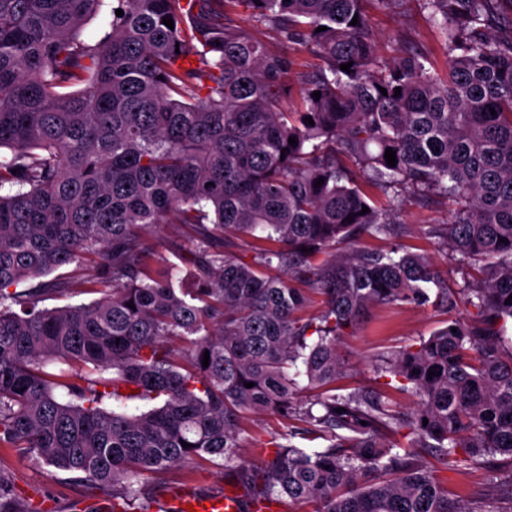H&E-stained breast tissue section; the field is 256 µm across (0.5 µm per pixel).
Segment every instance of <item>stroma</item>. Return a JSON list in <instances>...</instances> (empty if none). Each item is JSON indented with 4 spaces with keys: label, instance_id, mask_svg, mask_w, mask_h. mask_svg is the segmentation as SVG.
<instances>
[{
    "label": "stroma",
    "instance_id": "stroma-1",
    "mask_svg": "<svg viewBox=\"0 0 512 512\" xmlns=\"http://www.w3.org/2000/svg\"><path fill=\"white\" fill-rule=\"evenodd\" d=\"M372 22L379 36L382 55L394 57L406 48L416 46L430 52L434 58H441L440 37L428 25L417 0H406L391 12L373 13ZM239 23L248 32L269 41L277 52L294 59L293 85H301L305 74L320 66L321 60L311 48L276 40L270 30L248 15H241ZM450 209L448 201L442 198H407L400 208L397 232L388 237H364L358 245L364 249L407 248L420 253L449 289L460 288L466 278L465 267L452 258L450 250L441 241L427 235L429 225L447 222ZM471 317V309L461 305L449 306L444 315L432 305L413 302L372 308L354 334L342 337L338 343L346 364V376L340 383L343 392L383 387L384 380L377 373L382 355L419 344L420 340L441 328L443 319L466 322ZM247 426L249 431L240 455L257 466L263 460L258 451L259 444L283 431L285 425L275 416L257 415L250 417ZM0 464L10 469L18 495L32 500L39 512H75L76 505H101L107 501L106 494H89L83 484L67 480L61 474L51 475L47 467L37 465L13 450L0 448ZM438 475L447 484L449 497L465 500L475 507L488 504L496 512H512L511 466L499 465L498 478L493 482L482 469H442Z\"/></svg>",
    "mask_w": 512,
    "mask_h": 512
}]
</instances>
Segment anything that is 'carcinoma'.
<instances>
[{
  "instance_id": "cac0c4a2",
  "label": "carcinoma",
  "mask_w": 512,
  "mask_h": 512,
  "mask_svg": "<svg viewBox=\"0 0 512 512\" xmlns=\"http://www.w3.org/2000/svg\"><path fill=\"white\" fill-rule=\"evenodd\" d=\"M363 2L112 0L87 44L104 0H0V445L111 493L112 512H160L162 475L201 461L231 473L240 512H495L449 500L414 449L492 481L512 463V0H419L442 71L414 49L383 58ZM238 7L322 58L298 109L281 108L292 62ZM402 190L454 205L429 234L472 271L475 310L383 357L409 413L336 393V342L370 306L424 305L429 283L448 302L419 254H336L391 234ZM154 224L193 231L192 287L154 264ZM87 255L103 259L90 279L41 281ZM50 289L103 297L39 307ZM249 411L293 423L258 472L238 455ZM0 512H33L1 466Z\"/></svg>"
}]
</instances>
